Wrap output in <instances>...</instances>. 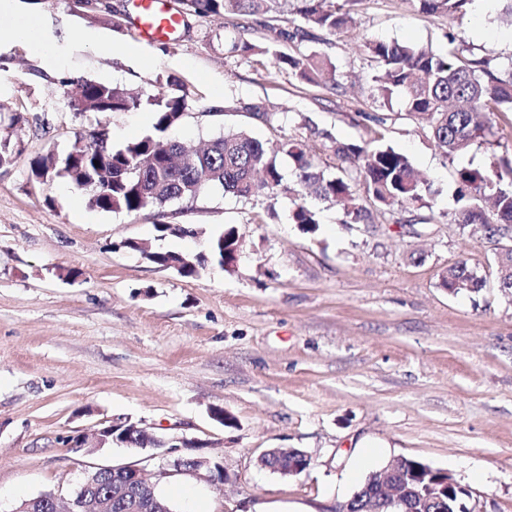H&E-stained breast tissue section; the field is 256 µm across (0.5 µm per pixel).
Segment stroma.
Here are the masks:
<instances>
[{
	"label": "stroma",
	"mask_w": 512,
	"mask_h": 512,
	"mask_svg": "<svg viewBox=\"0 0 512 512\" xmlns=\"http://www.w3.org/2000/svg\"><path fill=\"white\" fill-rule=\"evenodd\" d=\"M131 0H16L31 41L0 49V117L12 161L0 168V512L52 490L68 497L93 465L134 463L154 473L149 451H70L67 440L113 418L162 435L214 442L224 483L167 478L177 512L192 498L209 512H334L369 471L407 457L448 471L470 493L473 512H512V296L502 294L496 246L455 224L454 172L512 159V114L465 154L444 158L426 126L401 102L371 96L372 39L445 48L449 36L512 70V30L499 16L479 24L472 6L417 14L408 0H363L353 24L304 51L325 54L340 89L277 69L271 55L230 54L267 31L240 16L191 19L177 39L137 41ZM93 31L109 51L81 44ZM71 41L59 68L42 59L43 39ZM84 78L146 95L176 80L187 109L173 135L198 146L243 128L264 140L303 141L319 170L336 175L332 140L358 144L381 131L428 176L430 206L408 205L349 224L339 206L307 197L316 232L291 223L301 188L279 158L285 190L276 201H243L213 188L138 212L91 208L69 178L42 183L31 162L67 152L93 116L70 110L63 80ZM276 113L274 125L250 106ZM149 108L107 117L113 145L147 133ZM161 224L193 235L160 236ZM235 227L238 264L206 265L188 279L159 267L130 242L193 255ZM467 261L485 287L453 296L442 274ZM234 418L226 427L211 408ZM376 450L360 465V447ZM270 448H299L312 463L284 479L256 464Z\"/></svg>",
	"instance_id": "obj_1"
}]
</instances>
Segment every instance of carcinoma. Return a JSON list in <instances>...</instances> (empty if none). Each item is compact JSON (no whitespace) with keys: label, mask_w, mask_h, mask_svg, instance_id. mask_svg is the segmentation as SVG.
<instances>
[{"label":"carcinoma","mask_w":512,"mask_h":512,"mask_svg":"<svg viewBox=\"0 0 512 512\" xmlns=\"http://www.w3.org/2000/svg\"><path fill=\"white\" fill-rule=\"evenodd\" d=\"M362 0H179L177 13L182 25L192 17L236 15L258 17L273 33L267 48L248 40H239L230 52L246 55L254 51L269 53L277 68H286L300 79L313 84H331L335 80L333 64L317 51L291 54L281 45L320 40L319 33H341L352 22L356 5ZM414 9L425 15H452L462 11L470 0H409ZM295 15L289 24H274L287 13ZM376 63L372 76L373 98L389 106L396 98L414 119L427 122L435 148L445 157L468 152L483 141L493 127L492 116L512 112V71L501 77L490 60L475 58L467 49L449 40L445 50L398 41L370 40L366 43ZM69 106L79 107L95 116L128 112L143 105L154 114L152 129L146 135L121 146L102 139L108 126L101 121L71 150L59 155L49 152L31 165L35 179L46 183L65 175L88 197L95 209L134 213L147 205L162 206L182 198H194L208 188L218 187L236 198L249 201L264 194L277 199L276 191L283 176L276 163L278 154L293 162L296 178L307 196L332 200L343 206L351 223L370 219L371 212L358 202L346 170L334 177L316 169L305 145L285 138L271 149L244 129L228 131L211 140L203 156L189 152L171 136L187 108L186 95L159 94L143 98L139 92L87 79L63 82ZM336 156L359 169L365 185L366 199L377 209L419 203L429 204L432 184L420 177L409 157L379 136L361 145L333 141ZM462 206L454 221L465 228L484 224L496 233L512 225V167L503 163L489 168L462 167L455 171ZM290 219L308 232L320 224L316 211L305 203H296ZM239 243L237 232L230 227L210 240L212 261L226 272L235 267L233 251ZM502 264L499 288L512 294V253L497 258ZM440 286L451 295L477 294L485 281L460 261L448 268ZM297 458L293 451L280 448L261 460L262 467L276 471ZM403 477L407 485L405 505L394 508L380 502V474L373 473L350 497V512H367L364 506L378 502V512H448L447 496L419 498L413 491L410 460H405ZM112 488L110 512H159L169 502L158 490H141L117 474H103L87 486L84 494L96 496Z\"/></svg>","instance_id":"1"}]
</instances>
